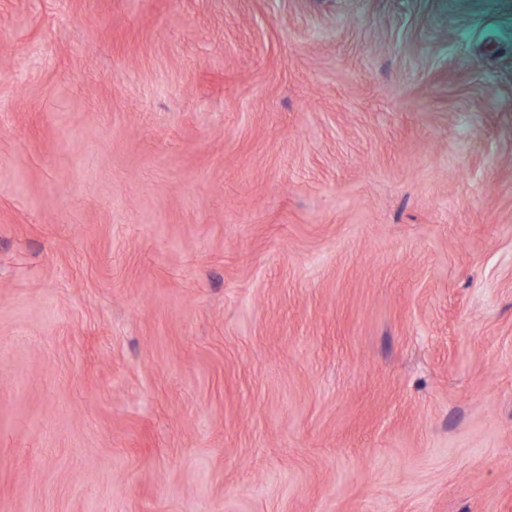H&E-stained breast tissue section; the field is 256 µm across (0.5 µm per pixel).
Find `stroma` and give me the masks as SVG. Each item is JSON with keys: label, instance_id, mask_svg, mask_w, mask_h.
I'll list each match as a JSON object with an SVG mask.
<instances>
[{"label": "stroma", "instance_id": "35a3bbf8", "mask_svg": "<svg viewBox=\"0 0 512 512\" xmlns=\"http://www.w3.org/2000/svg\"><path fill=\"white\" fill-rule=\"evenodd\" d=\"M0 512H512V0H0Z\"/></svg>", "mask_w": 512, "mask_h": 512}]
</instances>
